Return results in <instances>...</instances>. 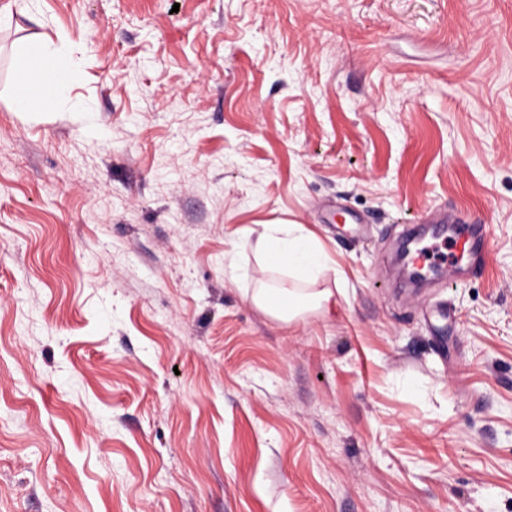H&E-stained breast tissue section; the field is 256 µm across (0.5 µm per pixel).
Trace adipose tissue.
<instances>
[{
    "mask_svg": "<svg viewBox=\"0 0 512 512\" xmlns=\"http://www.w3.org/2000/svg\"><path fill=\"white\" fill-rule=\"evenodd\" d=\"M71 58L47 42L23 45L13 58L18 77L11 107L26 112L37 107L53 109L68 93L67 78ZM254 252L270 271L288 276L287 288L262 286L250 294L252 304L271 319L293 325L316 315L331 319L336 309V293L342 290V278H329L333 263L321 242L303 225L273 221L258 237L243 236L224 259V270L238 278L239 255Z\"/></svg>",
    "mask_w": 512,
    "mask_h": 512,
    "instance_id": "ef3b65f1",
    "label": "adipose tissue"
}]
</instances>
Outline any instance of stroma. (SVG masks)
I'll return each instance as SVG.
<instances>
[{"label":"stroma","instance_id":"obj_1","mask_svg":"<svg viewBox=\"0 0 512 512\" xmlns=\"http://www.w3.org/2000/svg\"><path fill=\"white\" fill-rule=\"evenodd\" d=\"M448 213L486 274L409 284ZM277 220L331 320L225 275ZM0 512H512V0H0ZM71 58L47 42L23 45L13 58V68L18 77L11 108L15 112H27L37 107L53 109L68 93V81L72 70ZM47 81L49 95H43L38 87ZM264 226L255 241L248 234L234 243L232 252L224 255V272L238 278L241 267L236 257L250 250L268 270L286 275L291 281L289 288H253L250 300L255 307L288 326L312 315L331 319L336 309V290L342 294L345 284L321 242L295 222L273 221ZM331 269L335 270L333 286L326 280Z\"/></svg>","mask_w":512,"mask_h":512}]
</instances>
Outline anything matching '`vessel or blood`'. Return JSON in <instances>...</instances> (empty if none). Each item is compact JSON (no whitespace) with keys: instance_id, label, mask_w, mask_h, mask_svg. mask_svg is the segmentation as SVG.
Returning <instances> with one entry per match:
<instances>
[{"instance_id":"vessel-or-blood-1","label":"vessel or blood","mask_w":512,"mask_h":512,"mask_svg":"<svg viewBox=\"0 0 512 512\" xmlns=\"http://www.w3.org/2000/svg\"><path fill=\"white\" fill-rule=\"evenodd\" d=\"M490 251L487 225L474 224L469 230L463 231L459 228L457 217L451 215L444 225L435 230L431 242L410 240L405 262L409 266L426 269L454 267L459 275L471 276L486 271Z\"/></svg>"}]
</instances>
